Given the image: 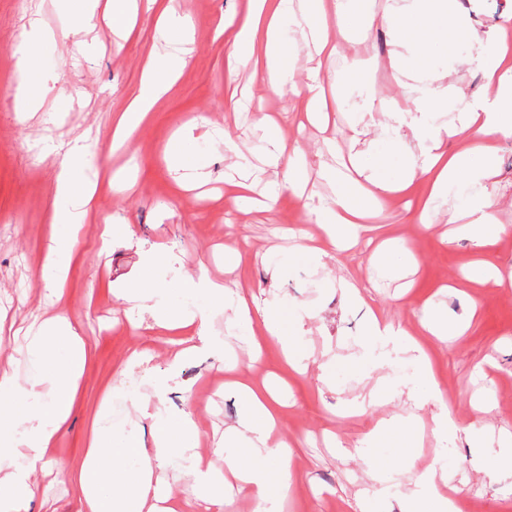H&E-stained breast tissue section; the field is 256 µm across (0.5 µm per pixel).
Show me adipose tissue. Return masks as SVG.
<instances>
[{
	"instance_id": "1",
	"label": "adipose tissue",
	"mask_w": 512,
	"mask_h": 512,
	"mask_svg": "<svg viewBox=\"0 0 512 512\" xmlns=\"http://www.w3.org/2000/svg\"><path fill=\"white\" fill-rule=\"evenodd\" d=\"M368 6L369 0H251L247 15L230 31L227 73L232 76L240 68H251L253 77L277 91L299 75L307 92L309 118L341 110L351 84L336 78L325 80L320 68H303L299 51L285 46L283 32L300 30L306 44L330 59L339 52V43L329 32L330 19L368 20ZM382 20L389 24L396 45L388 66L408 79L420 126L413 140L398 142L404 159L399 176L367 171L356 152L350 157L352 174L336 179L333 203L303 205L304 222L318 225L324 233L322 245L304 253L311 263H321L327 247L352 245L357 225L371 217L383 200L403 193L419 177L429 186V201L418 217L419 224H430L432 214L452 199L456 216L469 217L479 241L512 231V226L498 222L499 204L486 195L484 187L485 180L496 175L490 160L498 140L512 136V62L507 59L506 47L470 27L458 0H401ZM39 36V21L31 19L14 53L18 78L12 98L14 110L20 114L35 111L44 90L30 64ZM464 42L478 53L455 57V65L478 68L485 78L480 94L468 99L446 75L433 73L429 62L431 47L454 50ZM182 64V58L167 52L150 54L137 94L115 119V142L125 143L137 132L172 87ZM448 109L462 114L461 131L467 139L466 147L453 154L442 148L452 129L434 120L435 113ZM258 125L269 145V166L284 167L289 187L300 189V148L286 147L268 115H261ZM86 153L84 140L65 144L51 199L55 232L42 277L58 300L65 293L79 227L92 213L96 188L78 176ZM170 261L165 250L151 252L142 263L139 279L126 289L123 299L136 303L156 326L193 329V344L175 355L181 362L215 347L207 330V306L223 303L227 292L223 283L206 273L186 272L179 284L183 294L195 298L196 303L181 309L170 307L157 278L158 268ZM232 324L241 334L251 337L260 331L274 338L288 364H298L301 343L281 307L238 301ZM27 337L39 373L21 383L9 371L0 372V470L5 473L0 479V512H29L36 474L50 471L62 477L70 470L67 460L48 457L47 452L70 415L85 370L86 343L63 313L31 325ZM239 391L248 414L238 426L225 430L224 445L217 450L224 459L220 468L203 464L195 452L198 432L188 412L162 420L155 446L149 450L135 446L129 437L114 436L110 425L94 427L80 470L79 512H179V503L171 501L163 478L156 475L176 452L183 453L182 475L193 482L207 512H225L224 475L228 472L251 490L257 512H276V502L288 487L289 466L287 443H279L277 462L265 458L279 423L278 401L265 385L243 383Z\"/></svg>"
}]
</instances>
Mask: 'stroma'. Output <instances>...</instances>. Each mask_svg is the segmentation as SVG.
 <instances>
[{"label": "stroma", "mask_w": 512, "mask_h": 512, "mask_svg": "<svg viewBox=\"0 0 512 512\" xmlns=\"http://www.w3.org/2000/svg\"><path fill=\"white\" fill-rule=\"evenodd\" d=\"M470 24L494 34L512 15V0H463ZM189 16L188 52L172 90L124 151H113L114 117L136 94L142 66L159 46L158 17L167 11ZM248 0H155L139 7L120 36L106 22L76 43L68 34L77 19L71 0H0V371L27 381L35 364L22 331L46 315L64 310L79 326L88 349L84 376L72 414L49 456L80 466L91 428L106 417L114 431L154 446V419L140 413L133 395L139 370L126 380L117 371L132 352L146 353L153 375L166 376L187 330L135 329L119 293L134 279L144 254L164 247L172 264L163 278L172 284L171 307L187 305L176 289L181 273L206 270L227 278L233 292L283 306L288 324L309 358L303 371L282 359L275 342L262 337L264 355L252 361L248 346L231 326L232 310L211 307L208 327L223 343L215 354L197 355L180 365L177 382L167 390L163 415L191 412L198 430V452L213 460L215 442L236 425L245 405L233 389L236 381L267 383L284 401L280 439L290 446V478L280 512H402L417 476L432 477L439 494L453 497L459 512H512V470L496 469L469 444L463 430L473 423L489 431V444L512 436V286L493 281L465 283L460 275L473 261L512 262V235L478 246L472 235L438 216L429 228L417 217L427 196L416 193L384 208V218L358 229L359 247L332 252L321 265L297 260L287 229L318 235L303 224L289 191H281L269 210L242 213L224 192V174L246 155L253 165L257 191H265L275 171L262 162L266 144L254 128L257 113L289 114L280 135L306 155L309 186L329 199L331 187L321 177L329 158L324 139L349 152L348 124L368 127L364 163L387 159V175L400 160L382 134L386 115L360 113L361 95L331 113L327 129L305 119L302 85L278 94L256 81L250 70L228 81L230 50L222 28L243 17ZM52 31L33 67L49 88L37 114L19 119L7 95L15 80L9 50L30 17ZM393 49L386 24L375 22L365 43L343 40L326 74H341L358 60L365 89L408 104L409 89L387 65ZM252 100V111L234 113L231 93ZM205 122L186 128L189 117ZM88 139L83 179L98 183L92 218L79 233L78 255L67 277L66 294L52 304L40 272L51 236L49 200L56 160L26 167L28 146L48 150L77 137ZM182 141L184 162L171 157ZM496 178L486 190L499 200V222L512 225V137L500 139L493 157ZM127 225L112 250L98 252L104 220ZM400 240L399 262L380 263L391 240ZM236 244L239 262L224 273V247ZM363 287L349 297L344 283ZM449 322H463L459 335L442 340L421 327L423 309ZM393 323L420 343L446 404L420 393L411 354L401 344L380 347L368 335L371 318ZM385 388L392 397L377 400ZM449 412L455 431L438 420ZM382 435H374V428ZM80 490L74 478L38 475L29 512L49 503L57 512H76Z\"/></svg>", "instance_id": "35a3bbf8"}]
</instances>
